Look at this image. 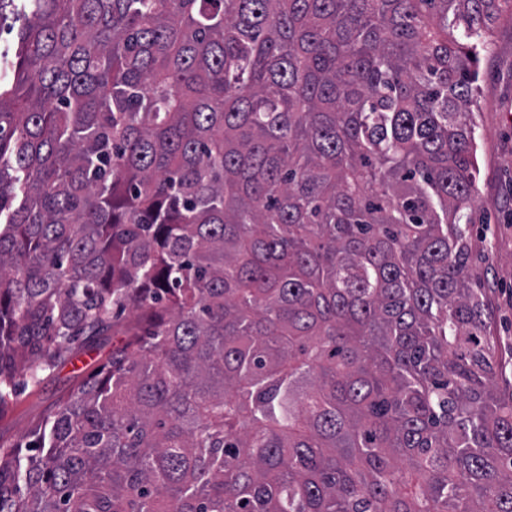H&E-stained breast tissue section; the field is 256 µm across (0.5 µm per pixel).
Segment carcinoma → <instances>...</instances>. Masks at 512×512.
<instances>
[{
    "label": "carcinoma",
    "mask_w": 512,
    "mask_h": 512,
    "mask_svg": "<svg viewBox=\"0 0 512 512\" xmlns=\"http://www.w3.org/2000/svg\"><path fill=\"white\" fill-rule=\"evenodd\" d=\"M512 0H24L0 85V512H512L469 286ZM111 347L110 344L97 352L78 353L70 362L56 369L36 394L28 395V390L23 393L15 411L0 420V436L10 441L27 433L35 422L50 413L73 383L106 362Z\"/></svg>",
    "instance_id": "1"
}]
</instances>
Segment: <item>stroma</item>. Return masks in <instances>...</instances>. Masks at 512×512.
<instances>
[{"label":"stroma","instance_id":"35a3bbf8","mask_svg":"<svg viewBox=\"0 0 512 512\" xmlns=\"http://www.w3.org/2000/svg\"><path fill=\"white\" fill-rule=\"evenodd\" d=\"M475 86V139L479 173L477 201L469 214L472 287L491 311L486 333L496 344L501 395L512 394V18L498 23L490 51L481 53ZM106 351L81 352L33 395H22L15 411L0 420V436L21 437L47 416L69 387L105 363Z\"/></svg>","mask_w":512,"mask_h":512}]
</instances>
